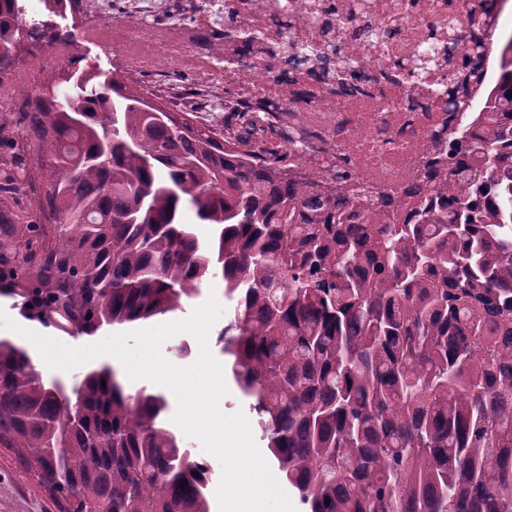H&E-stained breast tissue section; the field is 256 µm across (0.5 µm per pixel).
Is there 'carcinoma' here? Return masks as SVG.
Segmentation results:
<instances>
[{"label":"carcinoma","mask_w":512,"mask_h":512,"mask_svg":"<svg viewBox=\"0 0 512 512\" xmlns=\"http://www.w3.org/2000/svg\"><path fill=\"white\" fill-rule=\"evenodd\" d=\"M0 0V87L82 0ZM446 94L457 111L484 55ZM255 37L239 42L250 62ZM478 129L411 222L287 175L233 127L178 121L84 55L0 112V298L70 337L164 316L222 277L217 336L281 478L305 512H512V38ZM224 109L253 128L258 100ZM190 205L210 229L182 219ZM115 367L67 389L0 338V447L64 512H210L207 463Z\"/></svg>","instance_id":"1"}]
</instances>
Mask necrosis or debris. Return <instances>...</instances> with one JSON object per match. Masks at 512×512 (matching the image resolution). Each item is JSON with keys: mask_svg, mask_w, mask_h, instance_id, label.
Wrapping results in <instances>:
<instances>
[{"mask_svg": "<svg viewBox=\"0 0 512 512\" xmlns=\"http://www.w3.org/2000/svg\"><path fill=\"white\" fill-rule=\"evenodd\" d=\"M235 32L259 33L262 52L250 65L224 58L220 73L238 100L268 99L287 112L294 132L289 147L295 173L323 185L341 202L376 204L407 212L410 191L429 189L448 169V143L471 129L475 110L498 83L501 62L485 55L480 79L472 85L473 111L457 112L429 92L452 83L465 56L469 13L482 0H225ZM328 42L355 59L354 81L366 82L363 95H339L321 62L300 70L309 96L299 100L283 84L272 56L290 54L293 45ZM436 59L422 77L411 76L425 47ZM350 169L347 181L333 183L329 163Z\"/></svg>", "mask_w": 512, "mask_h": 512, "instance_id": "1", "label": "necrosis or debris"}]
</instances>
